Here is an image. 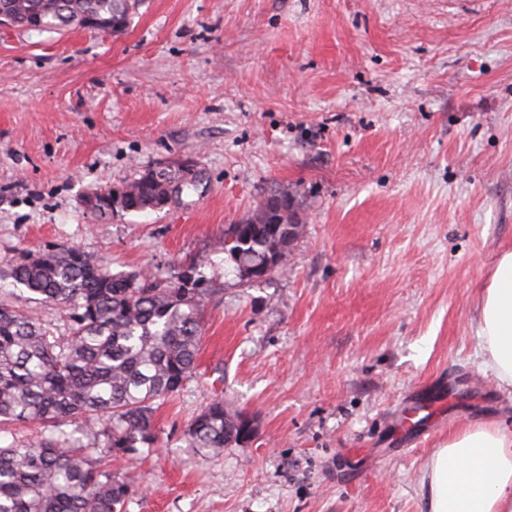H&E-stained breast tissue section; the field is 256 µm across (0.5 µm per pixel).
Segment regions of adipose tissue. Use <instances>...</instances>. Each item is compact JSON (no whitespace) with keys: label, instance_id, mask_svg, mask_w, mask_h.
I'll use <instances>...</instances> for the list:
<instances>
[{"label":"adipose tissue","instance_id":"1","mask_svg":"<svg viewBox=\"0 0 512 512\" xmlns=\"http://www.w3.org/2000/svg\"><path fill=\"white\" fill-rule=\"evenodd\" d=\"M481 365L512 394V250L497 258L475 322ZM426 512H512V419L476 421L427 465Z\"/></svg>","mask_w":512,"mask_h":512}]
</instances>
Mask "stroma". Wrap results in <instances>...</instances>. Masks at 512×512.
<instances>
[{
	"instance_id": "35a3bbf8",
	"label": "stroma",
	"mask_w": 512,
	"mask_h": 512,
	"mask_svg": "<svg viewBox=\"0 0 512 512\" xmlns=\"http://www.w3.org/2000/svg\"><path fill=\"white\" fill-rule=\"evenodd\" d=\"M192 161L161 209L86 197ZM302 231L244 284L217 244L268 196ZM212 288L125 512H425L426 464L512 417L481 366L480 291L512 250V0H143L121 34L0 27V264L47 245ZM440 415L413 451L399 421ZM255 419L220 456L215 400ZM249 418L242 412L224 408L223 400L211 403L189 426L187 435L191 448L203 455H220L224 448L244 443L250 436Z\"/></svg>"
}]
</instances>
